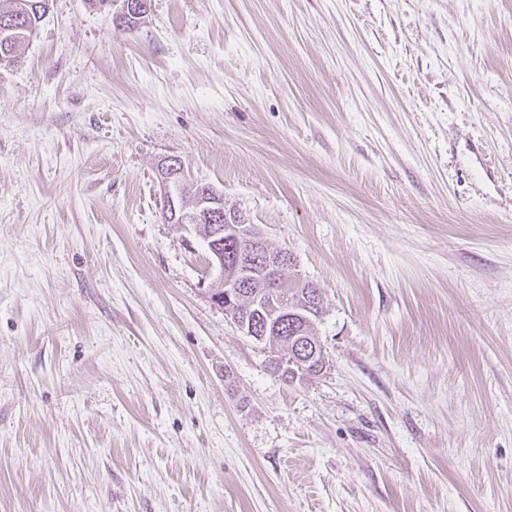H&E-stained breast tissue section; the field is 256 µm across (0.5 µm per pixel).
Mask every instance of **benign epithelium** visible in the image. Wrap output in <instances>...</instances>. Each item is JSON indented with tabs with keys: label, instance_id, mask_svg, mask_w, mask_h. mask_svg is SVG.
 Segmentation results:
<instances>
[{
	"label": "benign epithelium",
	"instance_id": "benign-epithelium-1",
	"mask_svg": "<svg viewBox=\"0 0 512 512\" xmlns=\"http://www.w3.org/2000/svg\"><path fill=\"white\" fill-rule=\"evenodd\" d=\"M116 15L143 17L147 15L150 0H117ZM159 184L164 205L172 209L174 218L189 235L203 244L210 268L217 276L209 285L211 300L224 309L238 329L245 336L263 340L275 332L278 322L301 326L297 335H307L306 328L313 322V316L297 302L279 296L278 288L293 275V283L299 288H310L312 283L294 273V264L286 251L276 254L268 252L264 237L255 225L240 212L224 208V193L210 186L195 187L186 179L183 163L176 159L166 160L159 170ZM267 256V275L261 277L264 290L261 295H251V306H256L262 297L276 303L275 316L263 320L239 309L240 300L246 289L256 280L253 256L261 253ZM272 363L284 367L290 363L306 365L316 369L324 361L323 347L318 339L308 338V343L297 342L291 357L272 350Z\"/></svg>",
	"mask_w": 512,
	"mask_h": 512
}]
</instances>
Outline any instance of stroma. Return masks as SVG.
<instances>
[{"label": "stroma", "instance_id": "obj_1", "mask_svg": "<svg viewBox=\"0 0 512 512\" xmlns=\"http://www.w3.org/2000/svg\"><path fill=\"white\" fill-rule=\"evenodd\" d=\"M324 291L287 380L158 169ZM0 512H512V0H51L0 73ZM302 340L295 344L293 351L290 349L291 360L289 364L292 365L297 362L300 366L302 364L306 366L311 365V369L314 370L324 361L323 347L318 338L307 337L306 340L309 341V344L304 342V345H302Z\"/></svg>", "mask_w": 512, "mask_h": 512}]
</instances>
